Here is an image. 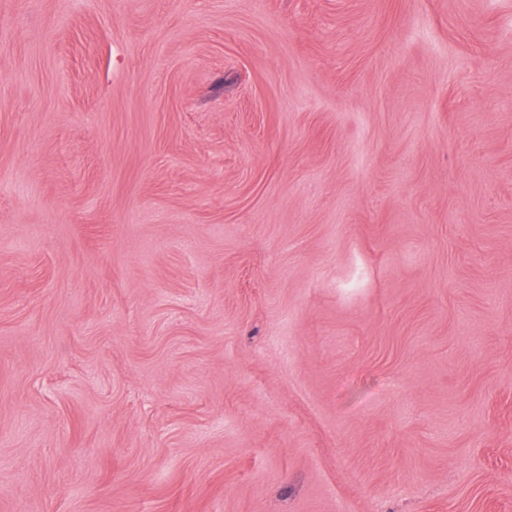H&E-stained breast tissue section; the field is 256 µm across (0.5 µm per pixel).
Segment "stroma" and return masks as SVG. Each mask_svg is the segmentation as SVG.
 <instances>
[{
    "label": "stroma",
    "mask_w": 512,
    "mask_h": 512,
    "mask_svg": "<svg viewBox=\"0 0 512 512\" xmlns=\"http://www.w3.org/2000/svg\"><path fill=\"white\" fill-rule=\"evenodd\" d=\"M0 512H512V0H0Z\"/></svg>",
    "instance_id": "35a3bbf8"
}]
</instances>
